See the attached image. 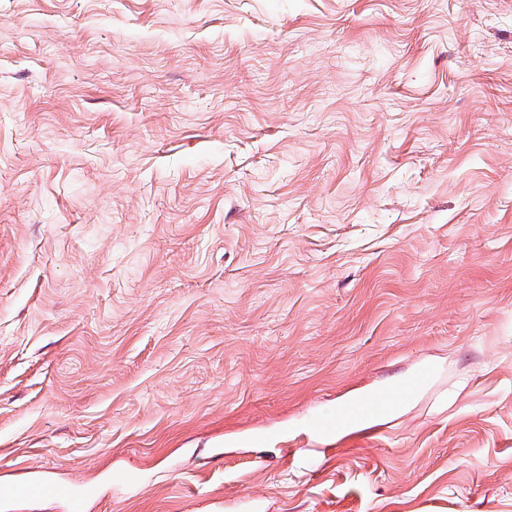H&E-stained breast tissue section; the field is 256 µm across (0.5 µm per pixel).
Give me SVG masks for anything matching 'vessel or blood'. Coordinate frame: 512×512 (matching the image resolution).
<instances>
[{
    "instance_id": "1",
    "label": "vessel or blood",
    "mask_w": 512,
    "mask_h": 512,
    "mask_svg": "<svg viewBox=\"0 0 512 512\" xmlns=\"http://www.w3.org/2000/svg\"><path fill=\"white\" fill-rule=\"evenodd\" d=\"M430 377V370L422 369L407 380L382 389L370 398L347 404L338 418L325 417L319 419L315 424V430L319 435H329L335 433L337 423L343 422L353 425L368 417L393 410L426 384ZM8 494L12 499L23 502L44 496L69 498L72 497L73 491L68 487L47 485L39 482H26L9 488Z\"/></svg>"
}]
</instances>
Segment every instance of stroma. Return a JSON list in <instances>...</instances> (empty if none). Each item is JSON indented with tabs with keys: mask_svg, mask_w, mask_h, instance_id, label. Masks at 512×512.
<instances>
[{
	"mask_svg": "<svg viewBox=\"0 0 512 512\" xmlns=\"http://www.w3.org/2000/svg\"><path fill=\"white\" fill-rule=\"evenodd\" d=\"M30 480L79 496L0 512H512V0H0ZM431 376L432 372L425 368L405 381L380 390L370 398L349 403L336 418L319 419L315 424L316 433L322 436L329 435L338 430L336 428L338 422L353 425L370 416L391 411L410 398L416 390L428 382Z\"/></svg>",
	"mask_w": 512,
	"mask_h": 512,
	"instance_id": "1",
	"label": "stroma"
}]
</instances>
